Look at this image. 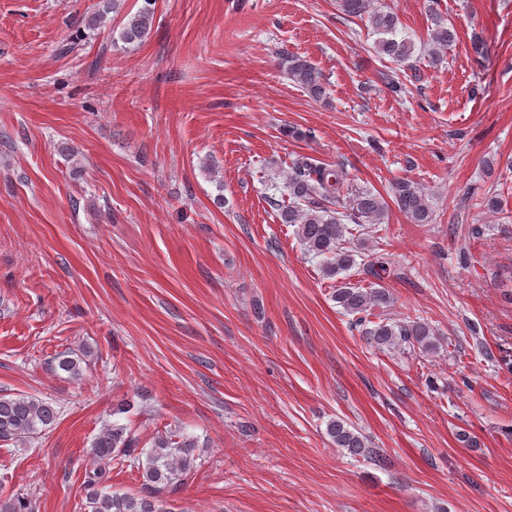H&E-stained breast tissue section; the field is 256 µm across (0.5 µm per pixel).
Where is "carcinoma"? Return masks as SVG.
I'll use <instances>...</instances> for the list:
<instances>
[{
	"instance_id": "obj_1",
	"label": "carcinoma",
	"mask_w": 512,
	"mask_h": 512,
	"mask_svg": "<svg viewBox=\"0 0 512 512\" xmlns=\"http://www.w3.org/2000/svg\"><path fill=\"white\" fill-rule=\"evenodd\" d=\"M153 0L131 15L119 32V40L127 45L142 43L152 31ZM339 10L347 16L368 22L376 35L372 48L377 57L405 65L414 53V43L398 36L399 20L396 13L379 0H337ZM114 8V0H100L97 11L87 19L86 27L94 30L106 21ZM424 48L433 58L448 48L456 39L453 25L437 10L430 14ZM281 65L288 76L311 97L325 95V77L308 60L283 51ZM288 202L276 204L282 224L295 226V234L306 252L323 258L321 271L328 279L346 274L356 267L382 278L387 273L388 261L382 254L360 261V247L352 243L356 234L373 232L383 223L389 204L386 197L411 222L430 224L433 210L428 193L407 179L390 184L387 194L377 190L355 188L347 182V173L341 165L331 166L315 158L299 155L286 175ZM354 224L355 228L348 227ZM343 314L353 317V324L361 328L365 340L381 351H401L417 348L423 353L438 349L439 338L429 322L415 318L391 321L380 317L376 310L386 306L390 297L383 288H363L351 282H340L332 295ZM84 354L65 351L56 355L53 368L73 378L82 376ZM59 410L53 403L25 394L0 395V442L25 444L56 423ZM326 434L336 447L353 458L362 457L383 462L379 449L359 430L343 419L327 423ZM197 439L179 432H167L153 438L149 448L137 449V440L127 425L118 420L107 423L93 439L89 455L103 466L94 470L86 480L89 512H162L158 502L178 492L188 474L196 467ZM114 460L128 461L142 478L141 495L109 494L98 486L109 480L106 465ZM0 512H34L31 501L10 498L0 503Z\"/></svg>"
}]
</instances>
